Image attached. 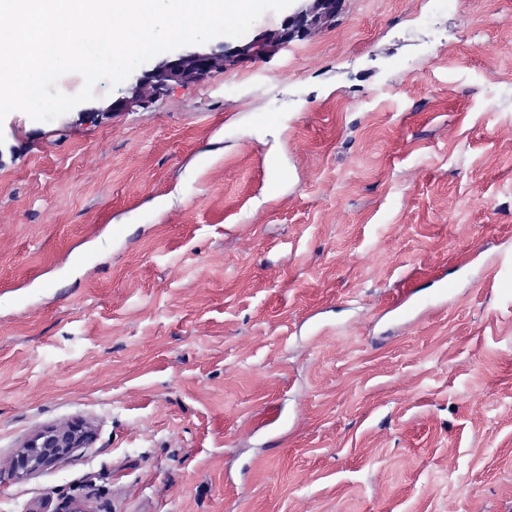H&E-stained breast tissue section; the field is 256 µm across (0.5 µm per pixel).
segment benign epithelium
<instances>
[{"instance_id":"1","label":"benign epithelium","mask_w":512,"mask_h":512,"mask_svg":"<svg viewBox=\"0 0 512 512\" xmlns=\"http://www.w3.org/2000/svg\"><path fill=\"white\" fill-rule=\"evenodd\" d=\"M339 0H298V5L275 30L265 31L253 38L229 46L224 43L210 48H195L170 55L141 72L127 89L126 95L113 101L106 111L131 110L147 100L162 96L174 85L202 81L223 73L239 63L266 59L275 55L294 40L308 37L336 15ZM93 434L82 422L64 427H48L30 438L26 448H65L72 452L91 447ZM56 453H47L34 460L21 452L16 469L34 472L55 461Z\"/></svg>"}]
</instances>
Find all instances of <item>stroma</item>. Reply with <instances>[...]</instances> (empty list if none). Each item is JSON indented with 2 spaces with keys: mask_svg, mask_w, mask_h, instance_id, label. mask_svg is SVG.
Wrapping results in <instances>:
<instances>
[{
  "mask_svg": "<svg viewBox=\"0 0 512 512\" xmlns=\"http://www.w3.org/2000/svg\"><path fill=\"white\" fill-rule=\"evenodd\" d=\"M126 89L0 122V512H512V0ZM93 434L82 422H75L64 427H48L30 438L22 448H67L73 452L79 448L91 447Z\"/></svg>",
  "mask_w": 512,
  "mask_h": 512,
  "instance_id": "1",
  "label": "stroma"
}]
</instances>
